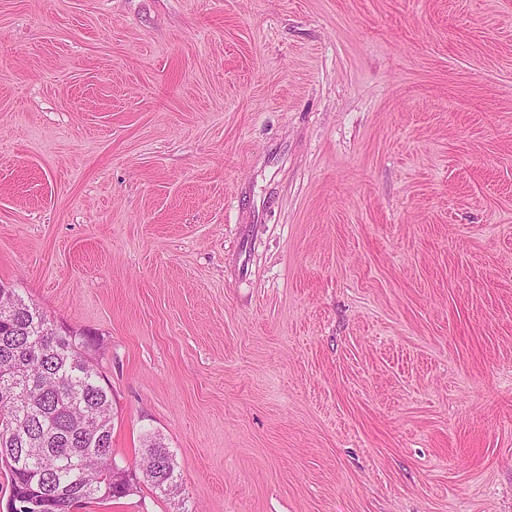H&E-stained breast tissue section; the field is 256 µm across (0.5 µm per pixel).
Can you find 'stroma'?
<instances>
[{"mask_svg":"<svg viewBox=\"0 0 512 512\" xmlns=\"http://www.w3.org/2000/svg\"><path fill=\"white\" fill-rule=\"evenodd\" d=\"M0 282L175 456L78 512H512V0H0Z\"/></svg>","mask_w":512,"mask_h":512,"instance_id":"35a3bbf8","label":"stroma"}]
</instances>
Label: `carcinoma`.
I'll use <instances>...</instances> for the list:
<instances>
[{"mask_svg": "<svg viewBox=\"0 0 512 512\" xmlns=\"http://www.w3.org/2000/svg\"><path fill=\"white\" fill-rule=\"evenodd\" d=\"M12 311L0 315V364L13 368L9 393L0 390V470L46 512H73L85 504L130 495L134 478L100 481L112 465V394L91 353L98 339L69 327L56 331L39 307L10 289ZM171 451L146 440L139 470L170 495L176 467L159 476L154 459Z\"/></svg>", "mask_w": 512, "mask_h": 512, "instance_id": "1", "label": "carcinoma"}]
</instances>
